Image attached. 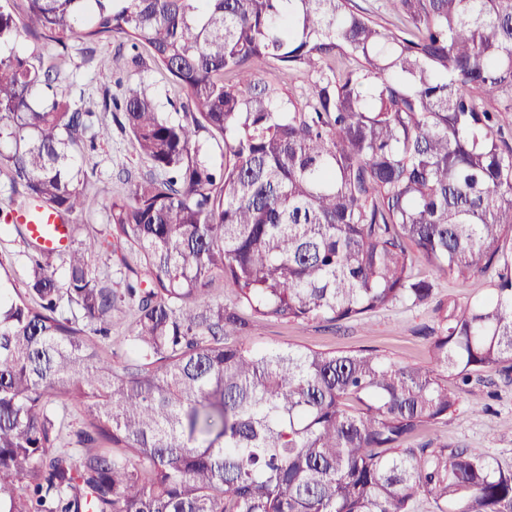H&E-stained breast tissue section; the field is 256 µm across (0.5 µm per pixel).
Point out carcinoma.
Here are the masks:
<instances>
[{
  "label": "carcinoma",
  "instance_id": "carcinoma-1",
  "mask_svg": "<svg viewBox=\"0 0 512 512\" xmlns=\"http://www.w3.org/2000/svg\"><path fill=\"white\" fill-rule=\"evenodd\" d=\"M384 2L393 27L355 0H0L16 208L74 222L95 203L84 156L110 138L21 34L144 48L187 94L179 119L143 84L103 96L158 172L110 205L123 287L96 277L97 240L60 281L13 225L31 274L0 280V512H512V466L410 443L472 384L512 380V0ZM297 73L310 87L284 96ZM421 258L492 282L436 307L429 365L254 342L258 319L428 302ZM221 275L234 293L216 302ZM121 304L115 366L99 339ZM60 399L86 410L71 448Z\"/></svg>",
  "mask_w": 512,
  "mask_h": 512
}]
</instances>
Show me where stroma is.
Listing matches in <instances>:
<instances>
[{"label": "stroma", "instance_id": "stroma-1", "mask_svg": "<svg viewBox=\"0 0 512 512\" xmlns=\"http://www.w3.org/2000/svg\"><path fill=\"white\" fill-rule=\"evenodd\" d=\"M24 45L36 47L47 60L59 63L60 84L83 107L100 111L103 92L122 95L127 88L149 85L163 112L178 117L186 95L174 89L167 75L149 56L132 62L128 50H117L115 43L88 46L81 35H73L60 46L24 38ZM90 190L96 205L79 217L80 228L74 241L89 237L106 239L108 209L114 197L129 195L134 183L153 175L150 163L141 159L120 127H113L111 139L87 157ZM27 244L16 234H0V265L7 268L18 289L29 280ZM434 294L427 303L409 307L396 304L372 316L369 323L348 321L337 326L324 322L279 323L259 321L256 338L265 346H297L321 350H341L366 346L384 351L406 364L428 362L427 343L420 336L422 327L435 323L437 303L467 301L484 296L491 282L482 276L463 280L453 275L434 278ZM417 443H448L512 465V381L495 379L464 393L459 409L450 415L437 433H421Z\"/></svg>", "mask_w": 512, "mask_h": 512}]
</instances>
